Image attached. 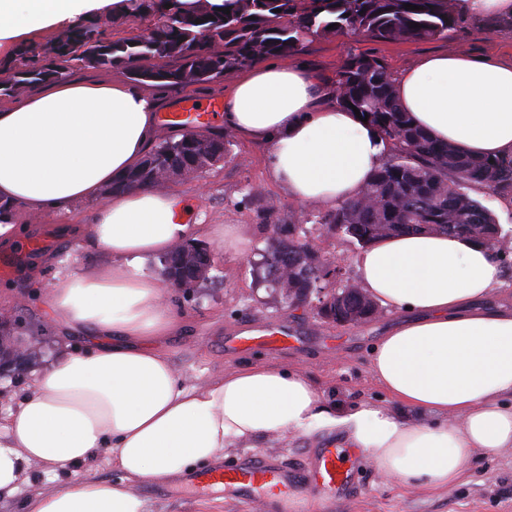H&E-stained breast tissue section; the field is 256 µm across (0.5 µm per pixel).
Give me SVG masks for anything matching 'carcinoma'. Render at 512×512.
Here are the masks:
<instances>
[{"label": "carcinoma", "mask_w": 512, "mask_h": 512, "mask_svg": "<svg viewBox=\"0 0 512 512\" xmlns=\"http://www.w3.org/2000/svg\"><path fill=\"white\" fill-rule=\"evenodd\" d=\"M126 2V9L149 14L155 21L139 34L117 39L103 36L93 24L78 26L56 43L53 62H41L31 50L21 52L14 83L61 80L67 63L80 61L94 67H122L133 81L147 87L189 86L215 81L267 57L295 56L315 37L425 41L448 37L460 22L452 0ZM406 4L418 9L408 10ZM198 19L202 23H196ZM413 22L419 27H411ZM336 86L342 89L337 101L368 115V123L390 149L364 188L380 198L383 207L370 210L360 197L343 202L321 216L327 231L342 224V234L362 247L383 237L422 231L481 243L507 241L494 214L471 191L483 187L491 195L511 196L512 157L472 159L415 126L398 107L391 74L374 56L350 57L336 72ZM208 141L216 152L204 159L190 133L158 143L125 183L150 185L168 168L207 169L223 158L217 149L230 145V134L210 136ZM270 231L273 243L261 277L282 300L291 302L310 288L333 284L329 272L312 267L304 244L296 238L303 232L301 225L272 224ZM201 247L190 240L163 256L166 278L197 287L210 267V260L199 253ZM285 268L290 270L286 281L281 279Z\"/></svg>", "instance_id": "1"}]
</instances>
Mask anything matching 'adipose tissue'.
<instances>
[{
    "label": "adipose tissue",
    "instance_id": "obj_1",
    "mask_svg": "<svg viewBox=\"0 0 512 512\" xmlns=\"http://www.w3.org/2000/svg\"><path fill=\"white\" fill-rule=\"evenodd\" d=\"M124 0H0V53L53 26ZM398 103L436 139L471 157L512 156V58L439 52L394 78ZM159 102L119 80H61L0 109V199L63 213L107 200L81 237L107 266L56 275L49 318L86 345L50 363L0 416V493L38 465L57 474L98 453L118 479L73 478L30 495L26 512H147L137 480L193 472L225 449L270 438L323 436L357 448L415 489L452 490L471 456L512 447V297L487 245L438 233L378 239L358 260L361 285L405 318L371 351L389 405L336 410L300 372L246 365L202 384L158 351L183 324L169 285L146 272L198 231L247 253L237 224L181 223L186 199L119 187L154 140ZM225 129L263 145L289 200L333 206L358 197L388 150L377 130L336 103L319 76L293 64L246 71L224 97Z\"/></svg>",
    "mask_w": 512,
    "mask_h": 512
}]
</instances>
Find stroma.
Instances as JSON below:
<instances>
[{
  "label": "stroma",
  "mask_w": 512,
  "mask_h": 512,
  "mask_svg": "<svg viewBox=\"0 0 512 512\" xmlns=\"http://www.w3.org/2000/svg\"><path fill=\"white\" fill-rule=\"evenodd\" d=\"M465 53L473 57H512V16L496 19L471 18L460 24L449 38L433 41H376L332 35L309 41L295 60L313 67L327 85H335L336 72L350 55L371 54L385 63L391 74H399L416 60L436 51ZM231 71L223 78L187 87L152 88L171 110L182 100L223 101L225 92L238 79ZM174 191L196 203L193 223L240 224L251 240L248 256L225 251L223 244L196 233V241L211 251V266L200 288L184 293L174 291L173 302L186 328L183 334L164 341L160 349L178 371L215 380L237 367L274 365L304 374L319 390L328 405L347 408L360 403L384 405L388 397L374 380L369 366L370 350L379 337L398 322L397 313L378 309L375 316L357 327L325 322L317 315L318 300L302 308L284 307L280 296L258 283L252 264L260 260L274 224H300L314 248L342 259L337 286L358 284L356 261L361 246L348 236L333 234L315 217L318 205L282 201L277 209L269 202L278 189L267 176V154L262 145L233 139L223 161L198 175L177 178ZM96 201L74 204L64 214H32L22 206L13 209V221L26 225L29 245L6 250L0 260L10 261L12 269L0 274V309L12 312L13 334L34 350L21 369L0 374V412L19 401L32 380V372L61 353L65 346L82 347L84 339L75 337L62 343L57 326L48 319L45 296L55 275L85 266L111 264L110 255L79 248L64 242L55 227L87 223ZM286 324L300 338L297 348L269 350L262 346L247 351L228 350L227 337L252 329ZM316 437L292 438L240 445L225 450L223 462L230 465L252 456H270L294 467L314 453ZM356 491L346 500L320 505L306 503V512H512V447L491 453L474 454L457 486L443 490H413L404 482L385 477L364 459L355 462ZM144 491L150 512H246L241 500L221 492L199 495L188 485Z\"/></svg>",
  "instance_id": "stroma-1"
}]
</instances>
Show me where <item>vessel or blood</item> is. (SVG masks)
<instances>
[{
	"mask_svg": "<svg viewBox=\"0 0 512 512\" xmlns=\"http://www.w3.org/2000/svg\"><path fill=\"white\" fill-rule=\"evenodd\" d=\"M354 449L327 446L321 448L310 465L288 469L271 459L249 458L231 467H217L197 474L196 490L208 492L216 488L244 500L274 498L281 505L298 502L303 494L321 501L325 494L347 498L353 471L350 462Z\"/></svg>",
	"mask_w": 512,
	"mask_h": 512,
	"instance_id": "b4317fda",
	"label": "vessel or blood"
}]
</instances>
